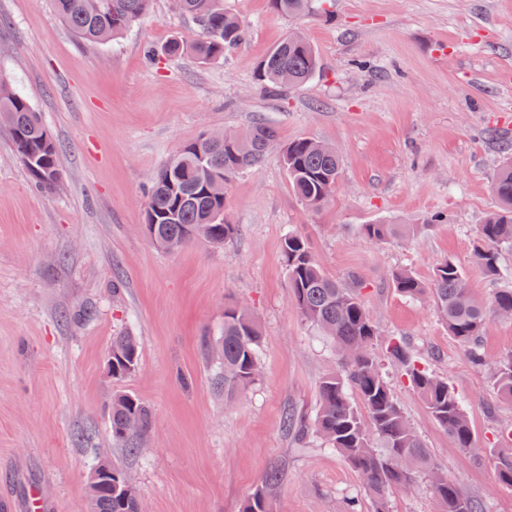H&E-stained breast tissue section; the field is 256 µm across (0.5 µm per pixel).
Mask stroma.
Returning a JSON list of instances; mask_svg holds the SVG:
<instances>
[{
	"label": "stroma",
	"instance_id": "obj_1",
	"mask_svg": "<svg viewBox=\"0 0 512 512\" xmlns=\"http://www.w3.org/2000/svg\"><path fill=\"white\" fill-rule=\"evenodd\" d=\"M247 29L222 59L202 65L162 47L202 39L174 0L103 44L75 37L53 0H0V74L39 112L59 146L58 180L37 190L0 135V512H85L96 457L108 453L135 485L144 512H242L262 475L282 464L271 512H343L347 498L374 512L360 477L319 438L283 430L293 408L314 416L321 378L339 365L333 342L290 299L281 242L305 237L330 276L355 282L386 336L465 398L475 451L458 448L388 359L394 395L437 466L486 512H512L490 449L512 431V402L471 366L429 298L410 300L393 271L429 280L460 263L480 298L493 284L475 258L477 229L493 209L490 184L512 145V0H315L291 19L269 0H224ZM300 30L321 67L286 96L258 90L254 71L288 31ZM273 124L280 142L308 137L342 161L336 190L308 208L278 150L230 184L231 241L175 252L147 237L144 191L180 148L207 131ZM444 213L443 224L430 223ZM406 224L407 239L362 238L363 224ZM120 293H113V284ZM247 306L263 331L260 372L235 402L214 384L205 337L224 309ZM136 336L139 363L123 379L107 368L112 338ZM146 402V448L116 447L113 394Z\"/></svg>",
	"mask_w": 512,
	"mask_h": 512
}]
</instances>
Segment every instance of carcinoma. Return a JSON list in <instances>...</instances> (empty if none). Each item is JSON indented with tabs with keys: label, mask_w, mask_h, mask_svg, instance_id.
I'll list each match as a JSON object with an SVG mask.
<instances>
[{
	"label": "carcinoma",
	"mask_w": 512,
	"mask_h": 512,
	"mask_svg": "<svg viewBox=\"0 0 512 512\" xmlns=\"http://www.w3.org/2000/svg\"><path fill=\"white\" fill-rule=\"evenodd\" d=\"M152 0H54V7L81 39L102 43L123 35L145 15ZM181 13L192 18L205 38L187 43L171 39L163 48L170 57L192 55L201 63L224 56L243 37L239 19L224 11V0H181ZM275 12L295 18L310 11L311 0H271ZM319 68V55L303 38L290 35L277 43L258 63L255 80L265 93L281 94L308 81ZM253 135L239 140L224 136L213 142L201 136L184 145L152 179L146 196L151 211L152 243L163 248L173 238L189 244L204 238L214 245L231 240L236 225L224 219V200L231 181L259 165L266 157L267 144L277 140L275 129L263 121L251 125ZM0 131L7 133L17 157L31 174L33 184L50 189L58 177L59 150L52 139H44L46 128L28 100L8 87L0 76ZM281 159L294 193L309 208L317 209L334 193L341 173L335 150H322L318 142L300 137L281 146ZM496 207L478 227L481 246L476 260L491 279H507L491 300L473 297L460 264L448 258L434 270L428 281L412 272L392 274L397 292L415 299L431 296L434 308L448 332L465 347L470 362L488 368L501 396L512 401V353L495 360L483 346L482 330L487 315L512 316V274L500 267L502 252L512 250V152L501 160L491 184ZM360 233L374 241L388 243L408 233L405 224H362ZM282 255L288 272V288L299 314L339 351L341 366L322 378L319 404L312 420L295 410L285 412V432L303 442L315 435L338 451L361 476L375 512H390L389 496L396 489L410 490L426 480L441 505V512H485L483 506L461 485L439 472L432 456L395 399L372 352L379 331L364 309L357 289L329 276L316 262L307 240L290 233L282 241ZM263 342L252 313L243 306L224 312L219 337L206 340L218 356L217 384L224 400H237L255 381L259 351ZM384 349L421 397L431 418L454 439L458 447L473 446L464 401L458 391L428 368L419 364L410 343L401 336H389ZM136 337H112V378L121 379L139 362ZM140 421L136 434L124 433L126 419ZM153 424V413L145 402L119 393L112 398V440L130 451L139 450L141 437ZM499 482L512 488V448L490 449ZM112 489L91 485L90 512H137L139 495L124 471L112 466ZM283 470L270 467L245 506L244 512H270L268 490L279 484Z\"/></svg>",
	"instance_id": "obj_1"
}]
</instances>
